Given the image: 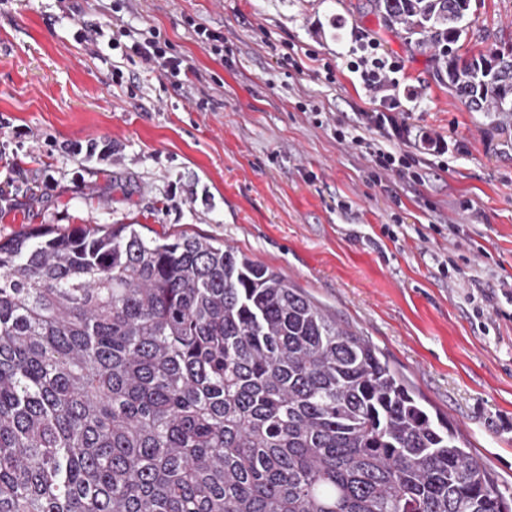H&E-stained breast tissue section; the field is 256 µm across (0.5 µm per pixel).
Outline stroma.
Returning <instances> with one entry per match:
<instances>
[{
    "instance_id": "35a3bbf8",
    "label": "stroma",
    "mask_w": 512,
    "mask_h": 512,
    "mask_svg": "<svg viewBox=\"0 0 512 512\" xmlns=\"http://www.w3.org/2000/svg\"><path fill=\"white\" fill-rule=\"evenodd\" d=\"M471 13L461 52L512 45V0H472ZM116 14L159 30L205 82L178 87L122 50L91 53L74 18ZM200 23L223 33V60ZM358 33L417 94L402 104L408 139L366 138L420 156L423 134L448 144L422 183L376 180L370 159L335 138V125L375 108L339 57ZM91 144L109 156L86 158ZM0 187V239L39 224H136L274 268L369 338L512 494V303L497 293L512 281V116L469 111L366 0H0ZM435 218L464 235L430 231ZM450 260L492 294L483 317L439 273Z\"/></svg>"
}]
</instances>
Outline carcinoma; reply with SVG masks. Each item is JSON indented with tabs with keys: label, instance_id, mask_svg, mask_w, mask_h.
<instances>
[{
	"label": "carcinoma",
	"instance_id": "obj_1",
	"mask_svg": "<svg viewBox=\"0 0 512 512\" xmlns=\"http://www.w3.org/2000/svg\"><path fill=\"white\" fill-rule=\"evenodd\" d=\"M472 112L512 45L471 0H369ZM0 512H512L369 339L233 246L133 224L0 240ZM472 24L457 44L469 56L492 42L512 45V0H472Z\"/></svg>",
	"mask_w": 512,
	"mask_h": 512
}]
</instances>
